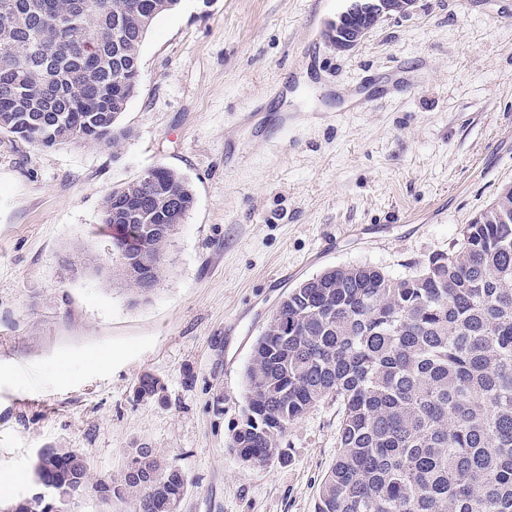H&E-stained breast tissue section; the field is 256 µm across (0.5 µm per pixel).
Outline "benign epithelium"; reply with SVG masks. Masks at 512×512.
Here are the masks:
<instances>
[{
    "instance_id": "7a95c632",
    "label": "benign epithelium",
    "mask_w": 512,
    "mask_h": 512,
    "mask_svg": "<svg viewBox=\"0 0 512 512\" xmlns=\"http://www.w3.org/2000/svg\"><path fill=\"white\" fill-rule=\"evenodd\" d=\"M416 0H350L347 8L335 20V28L327 34L336 44L350 49L357 45L382 18L392 14H406Z\"/></svg>"
}]
</instances>
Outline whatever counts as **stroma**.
Here are the masks:
<instances>
[{"label":"stroma","mask_w":512,"mask_h":512,"mask_svg":"<svg viewBox=\"0 0 512 512\" xmlns=\"http://www.w3.org/2000/svg\"><path fill=\"white\" fill-rule=\"evenodd\" d=\"M346 5L183 0L143 42L118 144L0 134V504L40 448L96 478L141 440L187 474L180 512H314L334 406L289 429L287 463L229 446L257 338L327 268L403 276L452 251L512 183V0H416L340 51L324 31ZM353 86L366 109L343 107ZM157 166L195 203L138 301L65 261L111 265L103 199ZM147 372L166 403L135 400Z\"/></svg>","instance_id":"1"}]
</instances>
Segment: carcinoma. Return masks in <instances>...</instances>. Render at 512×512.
Listing matches in <instances>:
<instances>
[{"instance_id": "obj_1", "label": "carcinoma", "mask_w": 512, "mask_h": 512, "mask_svg": "<svg viewBox=\"0 0 512 512\" xmlns=\"http://www.w3.org/2000/svg\"><path fill=\"white\" fill-rule=\"evenodd\" d=\"M179 0H0V133L53 147L111 144L140 78V48ZM63 50L48 54L45 46ZM195 202L188 179L156 167L112 189L104 230L135 296L163 277L172 234ZM129 260L126 266L122 260ZM229 447L246 463L288 462L282 440L312 409L336 405V461L314 512H512V185L461 230L457 248L393 277L329 268L289 289L245 370ZM139 401H165L145 373ZM33 470L53 490L0 512H178L188 478L146 442L116 475L89 479L75 448L47 447Z\"/></svg>"}]
</instances>
